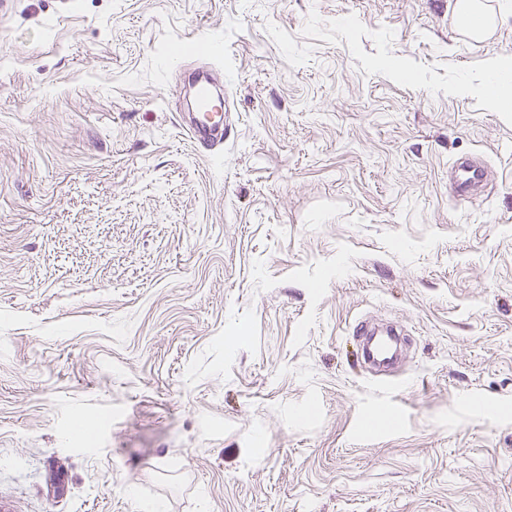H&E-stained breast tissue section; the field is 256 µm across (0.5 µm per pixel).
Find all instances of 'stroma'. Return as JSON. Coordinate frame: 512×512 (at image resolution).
<instances>
[{
	"label": "stroma",
	"instance_id": "stroma-1",
	"mask_svg": "<svg viewBox=\"0 0 512 512\" xmlns=\"http://www.w3.org/2000/svg\"><path fill=\"white\" fill-rule=\"evenodd\" d=\"M455 5L11 0L8 512H512V119L476 92L512 0L467 45ZM199 67L234 99L213 146ZM469 154L497 177L461 199ZM363 317L403 326L393 377ZM197 100L200 111L196 112V120L189 125V133L199 143H215L224 139L225 129H227L228 105L224 104V114L213 110V97L210 94L207 81L200 82L196 87ZM352 335L360 342L361 354L365 361L384 365L393 359L390 336L395 334H388L387 338H378L374 333V325L361 318L352 327Z\"/></svg>",
	"mask_w": 512,
	"mask_h": 512
}]
</instances>
